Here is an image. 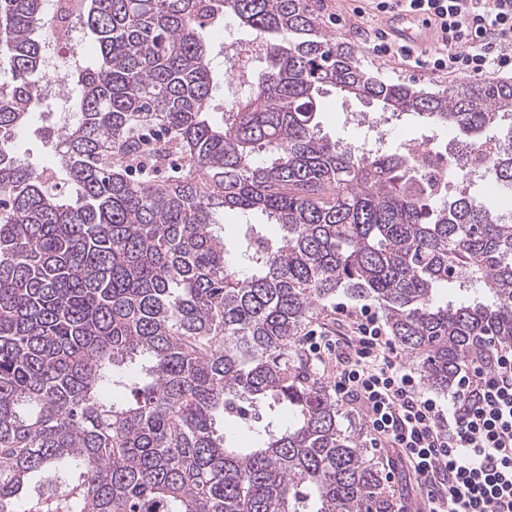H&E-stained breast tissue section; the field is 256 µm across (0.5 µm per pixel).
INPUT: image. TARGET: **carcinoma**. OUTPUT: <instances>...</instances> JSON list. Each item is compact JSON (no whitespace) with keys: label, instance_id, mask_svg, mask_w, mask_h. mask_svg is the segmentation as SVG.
Masks as SVG:
<instances>
[{"label":"carcinoma","instance_id":"cac0c4a2","mask_svg":"<svg viewBox=\"0 0 512 512\" xmlns=\"http://www.w3.org/2000/svg\"><path fill=\"white\" fill-rule=\"evenodd\" d=\"M81 2L99 65L72 75L78 118L46 173L13 150L44 0H0V512L40 509L27 493L48 476L46 512H395L364 423L299 339L342 291L454 388L477 337L512 342V210L427 182L417 153L320 135L321 97L447 127L453 178L481 164L511 191L512 82L381 80L312 0ZM226 15L264 61L217 127L202 31ZM174 156L182 172L156 182ZM227 209L245 219L232 250ZM254 405L292 421L239 448L226 425Z\"/></svg>","mask_w":512,"mask_h":512}]
</instances>
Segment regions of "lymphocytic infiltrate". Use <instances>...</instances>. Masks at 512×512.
Returning a JSON list of instances; mask_svg holds the SVG:
<instances>
[{
    "label": "lymphocytic infiltrate",
    "mask_w": 512,
    "mask_h": 512,
    "mask_svg": "<svg viewBox=\"0 0 512 512\" xmlns=\"http://www.w3.org/2000/svg\"><path fill=\"white\" fill-rule=\"evenodd\" d=\"M375 9L437 22L432 70L480 79L512 67V0H376ZM336 312L350 336L317 331L302 345L313 361H335L336 396L361 402L373 447L399 450L423 512H512V343L487 342L443 402L403 367L370 305Z\"/></svg>",
    "instance_id": "obj_1"
}]
</instances>
